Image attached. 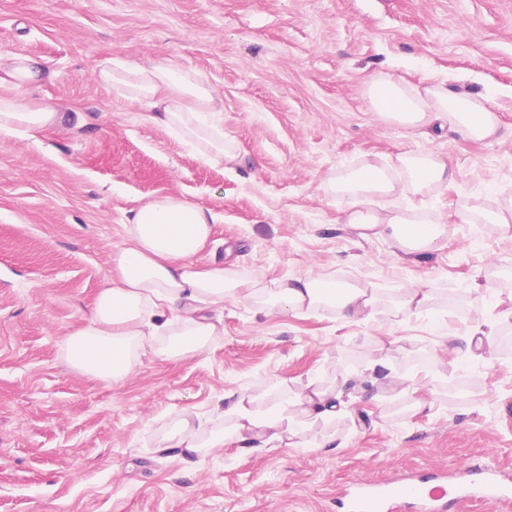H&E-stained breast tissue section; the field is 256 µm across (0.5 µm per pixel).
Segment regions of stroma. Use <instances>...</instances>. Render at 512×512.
Masks as SVG:
<instances>
[{
	"label": "stroma",
	"mask_w": 512,
	"mask_h": 512,
	"mask_svg": "<svg viewBox=\"0 0 512 512\" xmlns=\"http://www.w3.org/2000/svg\"><path fill=\"white\" fill-rule=\"evenodd\" d=\"M43 58L53 77L0 83V97L70 113L61 126L0 135V512H336L355 479L383 480L479 457L512 470V237L460 223L512 199V0H0V58ZM173 64L219 92L224 136L245 159L210 165L116 101L101 65ZM386 73L486 95L501 138L465 140L388 122L364 101ZM431 153L456 180L382 206L448 220V239L407 256L344 222L325 185L363 162ZM176 194L218 214L195 261L275 290L307 273L368 283L372 317L255 313L224 304V333L200 355L145 351L108 385L62 359L125 241L131 212ZM457 311L405 312L404 288ZM481 330L482 351L463 336ZM383 363L372 400L354 403L325 448L254 441L162 446L174 418L221 428L229 394L274 397L307 381L337 389ZM430 404L414 411L415 397Z\"/></svg>",
	"instance_id": "stroma-1"
}]
</instances>
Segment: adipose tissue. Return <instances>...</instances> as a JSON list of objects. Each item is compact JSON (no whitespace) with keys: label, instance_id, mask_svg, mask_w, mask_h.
I'll list each match as a JSON object with an SVG mask.
<instances>
[{"label":"adipose tissue","instance_id":"1","mask_svg":"<svg viewBox=\"0 0 512 512\" xmlns=\"http://www.w3.org/2000/svg\"><path fill=\"white\" fill-rule=\"evenodd\" d=\"M100 81L116 98L139 105L146 121L175 134L205 161L238 159L217 118V94L200 75L164 64L104 63ZM370 111L413 130L452 126L474 141L495 139L499 115L481 95L441 82L425 91L408 88L379 74L364 92ZM66 113L0 97V134L38 131L62 124ZM455 179L448 164L433 155L405 153L396 163L369 162L330 180L331 194L348 196L347 224L361 235L385 239L406 255L435 249L448 237L445 218L410 219L399 210L374 211L369 199L406 186L413 194L447 186ZM212 210L185 198L154 196L129 218L127 242L110 256L112 272L95 297L87 324L63 341V358L72 369L106 383L123 381L150 346L169 359L206 351L223 325L225 301L247 298L260 313L331 312L347 321H365L381 302L367 284L305 275L288 279L270 292L247 285L239 271L214 265L198 267L194 256L212 233ZM346 407L336 395L308 382L299 392L269 402L239 395L227 408L223 432L190 427L177 419L167 447L181 457L200 448H220L232 440L261 439L269 445L283 437L303 438L308 421L334 424Z\"/></svg>","mask_w":512,"mask_h":512}]
</instances>
